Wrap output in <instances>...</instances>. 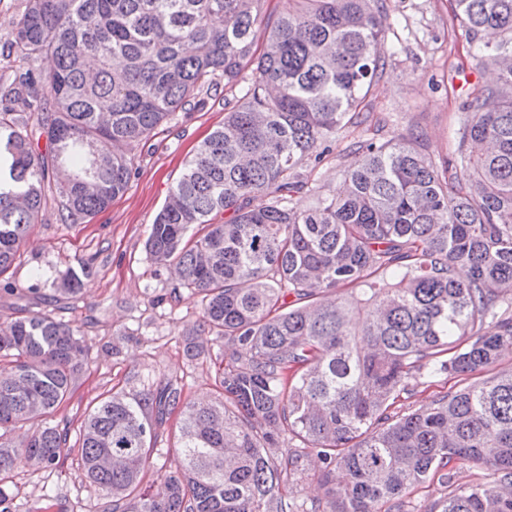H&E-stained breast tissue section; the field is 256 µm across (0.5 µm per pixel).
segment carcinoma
I'll return each instance as SVG.
<instances>
[{
    "label": "carcinoma",
    "instance_id": "1",
    "mask_svg": "<svg viewBox=\"0 0 512 512\" xmlns=\"http://www.w3.org/2000/svg\"><path fill=\"white\" fill-rule=\"evenodd\" d=\"M27 0L14 43L28 68L0 100V273L60 168L62 218L107 210L125 192L123 147L224 85L239 93L199 145L151 225L145 248L200 295L224 340L220 398L114 392L80 426L77 463L112 512H405L458 463L494 479L454 485L438 512H512V0H450L468 52L496 81L468 95L450 155L435 160L409 130L354 143L346 190L319 168L385 66L377 0ZM485 29L498 33L483 43ZM47 57L54 97L34 64ZM122 66L115 68L112 61ZM50 148L34 149L31 120ZM314 204L299 210L296 196ZM88 345L35 313L0 323V428L66 402ZM473 382L432 405L397 410L442 374ZM180 410L182 465L142 486L154 409ZM303 450L279 455V436ZM54 427L0 434V512L17 455L37 469L68 448ZM324 464L322 500L285 499L309 455Z\"/></svg>",
    "mask_w": 512,
    "mask_h": 512
}]
</instances>
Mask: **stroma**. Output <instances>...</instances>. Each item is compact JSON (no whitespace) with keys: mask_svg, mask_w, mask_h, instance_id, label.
<instances>
[{"mask_svg":"<svg viewBox=\"0 0 512 512\" xmlns=\"http://www.w3.org/2000/svg\"><path fill=\"white\" fill-rule=\"evenodd\" d=\"M25 5L0 0V90L25 66L13 43ZM384 8L386 69L367 109L382 136L411 129L420 133L424 152L448 155L471 85L492 82L494 75L467 53L449 0H385ZM223 122L219 92L204 106L176 113L148 139L125 146L132 163L127 189L105 212L79 223L63 222L56 185L45 184L39 220L12 267L0 274V320L46 313L80 331L90 346L70 399L45 419L67 431L72 449L86 414L112 390L155 392L174 383L188 401L215 395L224 345L208 334L199 295L181 286L174 267L155 263L144 242L197 146ZM365 136L361 126L339 133L332 158L320 170L328 190H342V172L362 160L354 144ZM69 271L80 274L78 292L55 293L53 281ZM191 332L201 333L208 354L185 355ZM177 420L171 413L155 425L145 484L158 472L178 468ZM8 487L19 512H112L109 498L86 481L73 453L57 468L40 471L17 459Z\"/></svg>","mask_w":512,"mask_h":512,"instance_id":"1","label":"stroma"}]
</instances>
